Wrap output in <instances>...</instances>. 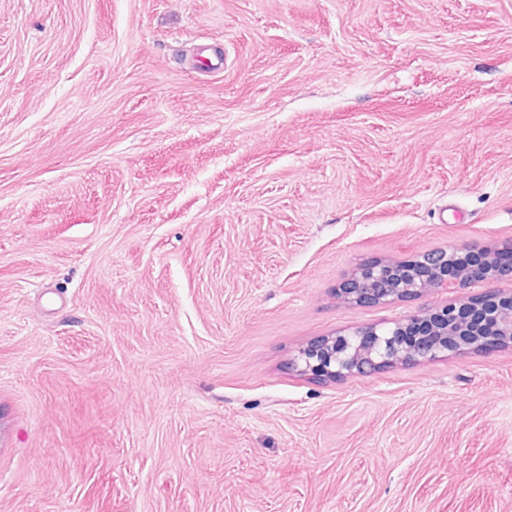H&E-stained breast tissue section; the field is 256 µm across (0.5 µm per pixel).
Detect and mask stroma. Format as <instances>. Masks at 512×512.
Returning a JSON list of instances; mask_svg holds the SVG:
<instances>
[{"mask_svg":"<svg viewBox=\"0 0 512 512\" xmlns=\"http://www.w3.org/2000/svg\"><path fill=\"white\" fill-rule=\"evenodd\" d=\"M510 242L512 0H0V512H512L511 348L291 367ZM510 249L512 253V247H503L497 253L487 251L481 263L475 266L470 263L471 251L463 248L432 251L434 255L443 253L439 262H433L435 256L429 252L424 253L413 261L417 266L410 269L399 264L364 262L342 283L339 294L348 302L373 305L422 296L440 288L457 291L474 283L511 275L508 269L494 268L498 256L510 253ZM388 279L392 281L391 288H372L373 284Z\"/></svg>","mask_w":512,"mask_h":512,"instance_id":"obj_1","label":"stroma"}]
</instances>
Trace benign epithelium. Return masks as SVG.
I'll return each mask as SVG.
<instances>
[{"label": "benign epithelium", "mask_w": 512, "mask_h": 512, "mask_svg": "<svg viewBox=\"0 0 512 512\" xmlns=\"http://www.w3.org/2000/svg\"><path fill=\"white\" fill-rule=\"evenodd\" d=\"M487 252L478 265H471V252L463 248L443 251L439 262L425 253L414 260L415 267L368 261L359 264L351 278L339 288L340 297L357 304H381L395 299L412 298L436 291L459 290L474 283L508 276L512 271L496 268L501 253ZM426 313L408 316L390 328L361 327L347 335L323 337L301 348L292 367L301 375L326 379L363 374L396 364L431 361L470 350L512 347V294L502 297L496 307L478 313L463 322L450 312H443L434 338L414 345L405 340L406 330Z\"/></svg>", "instance_id": "1"}]
</instances>
